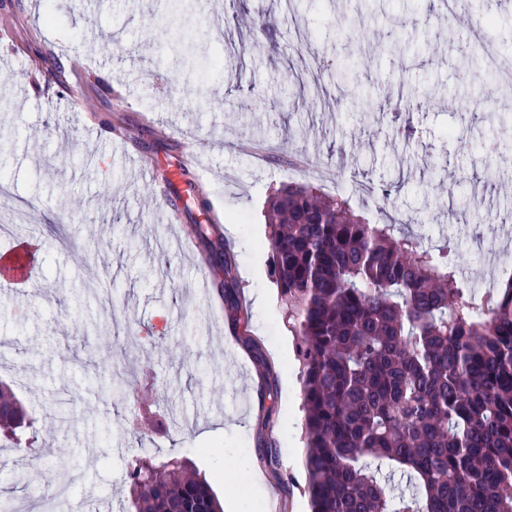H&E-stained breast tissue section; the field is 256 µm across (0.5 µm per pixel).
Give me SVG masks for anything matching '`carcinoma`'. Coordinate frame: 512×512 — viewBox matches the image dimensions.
<instances>
[{"label":"carcinoma","mask_w":512,"mask_h":512,"mask_svg":"<svg viewBox=\"0 0 512 512\" xmlns=\"http://www.w3.org/2000/svg\"><path fill=\"white\" fill-rule=\"evenodd\" d=\"M397 133L419 134L411 104ZM269 261L295 318L305 408L304 467L311 512H512V273L482 294L452 248L395 239L408 225L372 224L347 196L303 179L267 200ZM228 325L260 366H274L243 324L234 254L210 243ZM23 410L0 390V420ZM258 461L279 481L270 442ZM408 488L394 495L395 476ZM135 512H220L210 485L150 459L127 474Z\"/></svg>","instance_id":"obj_1"}]
</instances>
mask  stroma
<instances>
[{
    "label": "stroma",
    "instance_id": "35a3bbf8",
    "mask_svg": "<svg viewBox=\"0 0 512 512\" xmlns=\"http://www.w3.org/2000/svg\"><path fill=\"white\" fill-rule=\"evenodd\" d=\"M0 0V215L41 236L28 279L0 291V385L33 423L30 455L0 444L12 512H127L136 458H180L224 512H309L298 339L269 265L266 201L288 165L253 164L252 136L330 165L346 191L387 190L420 245L453 237L475 287L512 246V0ZM261 26L242 25V17ZM249 50H241L242 42ZM491 44L500 74L477 86ZM224 59L212 66L213 55ZM62 70L46 85L44 70ZM415 86L418 139L392 108ZM370 91L364 117L355 88ZM200 144L189 158L190 143ZM218 217L237 256L248 330L274 365L279 476L257 464L258 369L213 292L188 290ZM207 268V267H204ZM218 278L217 267L207 268ZM72 483L45 485L47 463Z\"/></svg>",
    "mask_w": 512,
    "mask_h": 512
}]
</instances>
